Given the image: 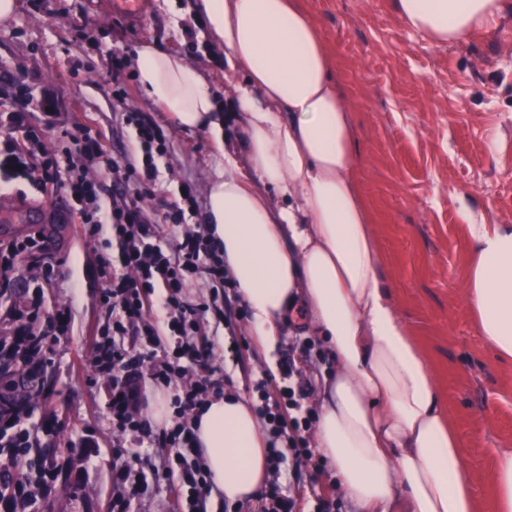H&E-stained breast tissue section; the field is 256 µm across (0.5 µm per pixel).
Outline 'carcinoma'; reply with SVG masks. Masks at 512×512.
Returning a JSON list of instances; mask_svg holds the SVG:
<instances>
[{
	"mask_svg": "<svg viewBox=\"0 0 512 512\" xmlns=\"http://www.w3.org/2000/svg\"><path fill=\"white\" fill-rule=\"evenodd\" d=\"M33 340H39L35 332L24 338L0 336V422L33 412L54 392L56 375L43 354L30 346ZM57 452L50 425L43 436L31 440L0 427V458L12 466L0 474V501L21 503L18 512H26V506L36 502L52 507L42 493V482L52 472Z\"/></svg>",
	"mask_w": 512,
	"mask_h": 512,
	"instance_id": "cac0c4a2",
	"label": "carcinoma"
}]
</instances>
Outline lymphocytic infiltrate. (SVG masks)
Returning a JSON list of instances; mask_svg holds the SVG:
<instances>
[{"instance_id":"1","label":"lymphocytic infiltrate","mask_w":512,"mask_h":512,"mask_svg":"<svg viewBox=\"0 0 512 512\" xmlns=\"http://www.w3.org/2000/svg\"><path fill=\"white\" fill-rule=\"evenodd\" d=\"M11 120L18 135L0 139V168L18 167L20 177L40 191L65 192L73 223L93 236L99 229H109L120 250L119 261L106 254L99 258L104 282L101 305L112 319V332L96 336L93 362L95 374L112 378L113 432L149 438L170 449L181 470L174 489L181 512H207L212 480L197 455L193 423L186 413L206 409L222 395L212 380L210 341L201 332V317L210 312L229 326L247 312L224 262V248L202 226L167 238L166 228L184 224L187 213L197 206L189 187H182L179 198L167 204L156 222L145 219L141 191L154 186L157 161L168 153L170 142L140 113L126 114L139 144L140 157L134 163L112 158L100 136L83 124H71L64 131L73 151L50 153L28 113H14ZM96 165L104 166L114 183V200L108 208L100 203L99 180L89 175ZM197 274L207 279L210 294L193 300L185 288ZM156 307L167 312L165 326L151 317ZM166 335L171 346L157 355ZM294 374V366L283 368L286 384L276 393L270 390L268 376H258L252 383L259 395L255 412L268 441L269 478L257 493L261 512H300L298 500L285 493L280 476L285 473L301 481L303 463L314 457L310 430L318 414L307 404L308 383L295 380ZM147 380L170 391L174 409L170 426L153 428L144 416Z\"/></svg>"}]
</instances>
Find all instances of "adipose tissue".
<instances>
[{
  "label": "adipose tissue",
  "mask_w": 512,
  "mask_h": 512,
  "mask_svg": "<svg viewBox=\"0 0 512 512\" xmlns=\"http://www.w3.org/2000/svg\"><path fill=\"white\" fill-rule=\"evenodd\" d=\"M218 46L245 73L249 172L223 157L224 117L200 72L142 43L141 89L181 129L207 131L221 158L207 186L208 223L274 350L285 316L309 320L335 355L315 442L360 512H475L461 444L427 360L380 280L373 216L355 176L352 114L320 32L300 0H196ZM401 21L435 45L491 32L512 0H394ZM283 203L273 206L268 187ZM466 288L481 336L512 360V224H473ZM200 454L228 504L267 472L254 409L229 394L195 416Z\"/></svg>",
  "instance_id": "adipose-tissue-1"
}]
</instances>
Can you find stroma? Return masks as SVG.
<instances>
[{
  "label": "stroma",
  "instance_id": "1",
  "mask_svg": "<svg viewBox=\"0 0 512 512\" xmlns=\"http://www.w3.org/2000/svg\"><path fill=\"white\" fill-rule=\"evenodd\" d=\"M332 57L333 75L353 114L358 136L356 174L373 210L383 262L380 277L411 336L422 347L438 390L462 440L463 475L477 512H495L498 456L512 451V361L499 359L476 328L465 303L472 224H512V14L492 34L455 46L426 42L398 18L393 0H304ZM144 41L181 55L205 78L224 111L225 147L244 151L239 95L244 73L206 36L191 0H144L129 13L119 0H19L14 18L0 25V136L6 113L28 111L40 124V104L55 101L62 122L46 130V150L66 147L61 125L70 120L102 137L116 159L132 157L137 143L125 110L160 126L171 142L158 160L153 194L142 205L156 218L167 200L190 184L197 207L186 229L205 223L207 185L215 148L202 130L181 129L144 94L127 84V106L112 102V52L135 56ZM82 61L71 74L73 61ZM43 237L45 263L55 277L18 260L13 287L39 289L49 314L68 318L53 344L55 416L36 410L24 421L53 423L58 456L70 460L68 489H55V512H112L118 454L135 457L145 482L128 512H177L178 472L169 451L112 432V383L91 369L92 328L107 319L99 297V241L78 233L62 194L45 195L27 181L0 172V248ZM216 380L246 396L249 369L282 362L292 337L311 338L310 327L289 323L266 352L249 320L234 329L209 324Z\"/></svg>",
  "mask_w": 512,
  "mask_h": 512
}]
</instances>
